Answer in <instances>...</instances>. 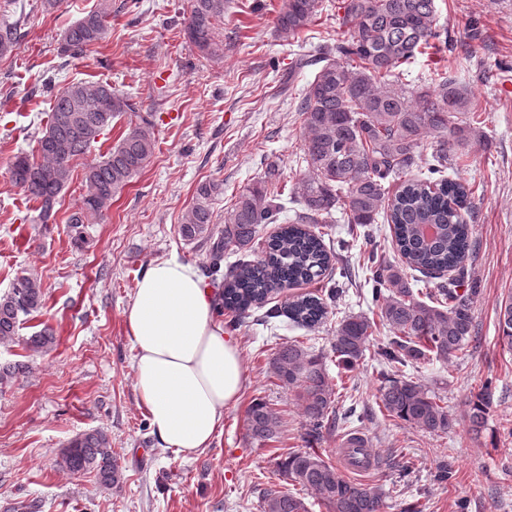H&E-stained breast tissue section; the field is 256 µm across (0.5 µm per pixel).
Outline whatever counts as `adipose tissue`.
<instances>
[{
  "mask_svg": "<svg viewBox=\"0 0 512 512\" xmlns=\"http://www.w3.org/2000/svg\"><path fill=\"white\" fill-rule=\"evenodd\" d=\"M215 313L196 268L174 257L146 268L125 313L141 405L177 459L209 447L245 384L242 351Z\"/></svg>",
  "mask_w": 512,
  "mask_h": 512,
  "instance_id": "1",
  "label": "adipose tissue"
}]
</instances>
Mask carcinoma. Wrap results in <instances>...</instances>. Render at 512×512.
I'll list each match as a JSON object with an SVG mask.
<instances>
[{
  "label": "carcinoma",
  "instance_id": "cac0c4a2",
  "mask_svg": "<svg viewBox=\"0 0 512 512\" xmlns=\"http://www.w3.org/2000/svg\"><path fill=\"white\" fill-rule=\"evenodd\" d=\"M226 2L189 0L184 35L204 59L224 56V33L218 22L224 18ZM319 7L320 0H283L276 17L281 38L293 43ZM342 9L343 15L336 16L342 37L318 47L314 61L321 67L297 103L303 126L302 162L312 171L295 186L302 212L271 236L261 258L228 269L224 309L240 322L278 290L332 274L351 278L338 253L326 248L322 236L309 225L327 223L337 210L343 211L349 224H376L383 219L392 225L400 262L393 264L378 254L371 235L363 241L368 248L366 282L371 284V302L390 333L378 349L387 366L381 373L378 406L388 416L424 432L446 433L453 425L447 402L403 374L402 368L432 357L445 362L472 339L478 288L473 282L463 292L457 290L471 248L470 225L462 216L471 188L447 178L445 171L454 168L462 147L485 135L466 86L446 76L431 86L413 87L400 78L417 53L441 38L435 0H344ZM111 14L112 0H98L94 10L65 31L60 55L81 56L103 40ZM20 38L18 24L0 22V57L11 55ZM104 95L112 97L110 112L101 111ZM51 100L45 129L37 139L39 160L19 153L8 168L10 181L40 203L45 222L71 179V161L87 154L115 119L139 112L133 97L108 83H67L53 92ZM428 137L432 138L431 159L421 165L418 148ZM156 145L154 125L142 117L116 145L87 164V193L67 219L76 237H81L84 225L104 217L112 200L147 165ZM279 177L277 165H267L264 178L241 190L222 228L214 225L211 211L220 184L198 186L180 233L187 241L210 243L213 273L220 271L224 252L253 250L261 225L279 220ZM390 180L400 181L393 194L386 187ZM410 270L421 277L408 274ZM447 272L457 277L427 293V300L419 299L414 287L422 278L439 279ZM343 294L344 289L334 287L320 297L300 295L288 303L286 313L294 324L314 328L327 320L329 309L338 305ZM44 301L40 279L16 277L0 295V343L19 339L21 318L40 312ZM498 330L500 343L512 351V294L500 304ZM375 331L376 324L362 314L343 317L336 323L332 343L336 360L355 367ZM53 344L48 327L23 338L24 348L33 353L46 352ZM28 369L23 363L0 364V386ZM270 369L283 386L295 390L306 418L307 448L288 453L280 464L283 476L316 495L328 512H384L380 490L348 478L314 448L338 424L326 357L298 341L283 343ZM492 399L491 383L486 382L470 401L472 433L484 428ZM246 425L253 440L266 443L278 437L281 419L259 400L249 406ZM339 447L357 448L370 459L368 441L358 432L347 431ZM62 464L73 473H95L107 488L123 480L112 441L101 429L72 439ZM262 512L308 509L300 496L269 488L262 495Z\"/></svg>",
  "mask_w": 512,
  "mask_h": 512
}]
</instances>
